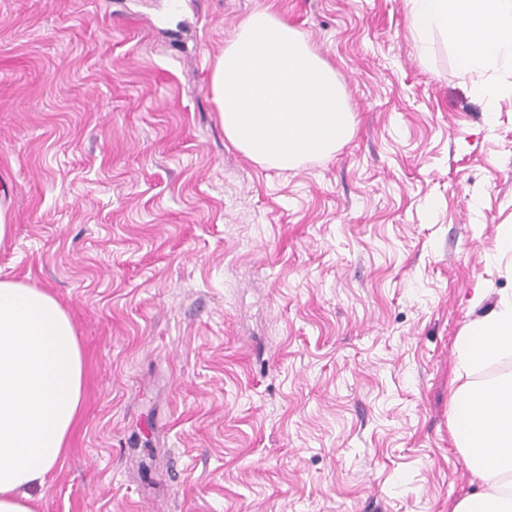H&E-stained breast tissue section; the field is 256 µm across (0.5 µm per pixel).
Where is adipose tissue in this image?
<instances>
[{
  "mask_svg": "<svg viewBox=\"0 0 512 512\" xmlns=\"http://www.w3.org/2000/svg\"><path fill=\"white\" fill-rule=\"evenodd\" d=\"M420 46L449 40L468 74L512 65V0H408ZM455 340L450 431L471 475L452 512H512V373L478 380L512 356V292L486 306ZM83 354L75 326L47 290L0 276V512H38L51 474L61 467L83 400Z\"/></svg>",
  "mask_w": 512,
  "mask_h": 512,
  "instance_id": "ef3b65f1",
  "label": "adipose tissue"
}]
</instances>
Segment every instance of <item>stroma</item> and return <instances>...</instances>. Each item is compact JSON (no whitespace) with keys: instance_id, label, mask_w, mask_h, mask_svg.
I'll list each match as a JSON object with an SVG mask.
<instances>
[{"instance_id":"1","label":"stroma","mask_w":512,"mask_h":512,"mask_svg":"<svg viewBox=\"0 0 512 512\" xmlns=\"http://www.w3.org/2000/svg\"><path fill=\"white\" fill-rule=\"evenodd\" d=\"M272 7L354 133L264 168L217 55ZM407 0H0V275L47 289L84 406L41 512H451L455 338L512 290V94L494 109Z\"/></svg>"}]
</instances>
